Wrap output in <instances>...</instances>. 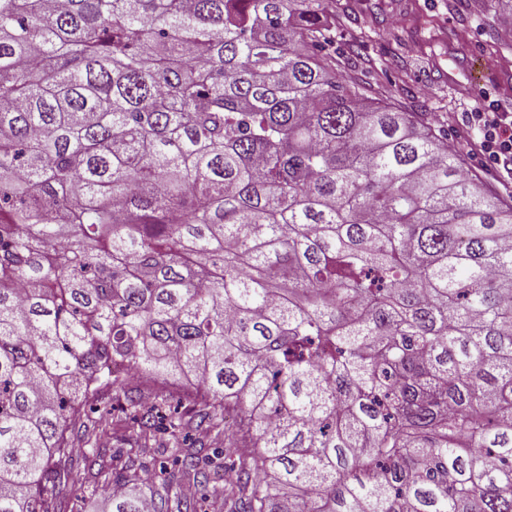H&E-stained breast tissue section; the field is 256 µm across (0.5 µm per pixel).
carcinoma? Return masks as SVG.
I'll list each match as a JSON object with an SVG mask.
<instances>
[{"instance_id":"carcinoma-1","label":"carcinoma","mask_w":512,"mask_h":512,"mask_svg":"<svg viewBox=\"0 0 512 512\" xmlns=\"http://www.w3.org/2000/svg\"><path fill=\"white\" fill-rule=\"evenodd\" d=\"M327 12L0 0V512H50L118 366L197 382L236 480L171 454L232 512H512V206ZM128 482L112 512L188 507Z\"/></svg>"}]
</instances>
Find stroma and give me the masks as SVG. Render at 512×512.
I'll return each instance as SVG.
<instances>
[{
  "instance_id": "35a3bbf8",
  "label": "stroma",
  "mask_w": 512,
  "mask_h": 512,
  "mask_svg": "<svg viewBox=\"0 0 512 512\" xmlns=\"http://www.w3.org/2000/svg\"><path fill=\"white\" fill-rule=\"evenodd\" d=\"M330 30L350 52L345 72L353 81L418 113L441 138L455 136L471 108L474 67H482L486 88L501 102H512V0H336ZM134 438L123 414L113 411L97 437L102 469L78 457L69 461L71 479L54 512H111L110 487L133 471L151 474L161 487L168 473L160 463L174 438L155 434L138 450Z\"/></svg>"
}]
</instances>
